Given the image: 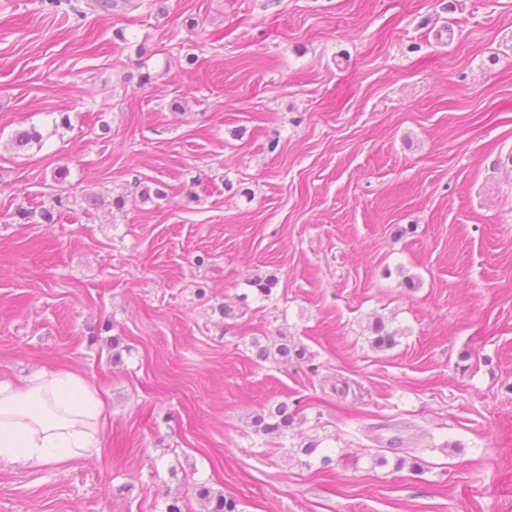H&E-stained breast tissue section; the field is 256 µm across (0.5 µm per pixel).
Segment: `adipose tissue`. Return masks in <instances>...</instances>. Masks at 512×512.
<instances>
[{"label":"adipose tissue","instance_id":"ef3b65f1","mask_svg":"<svg viewBox=\"0 0 512 512\" xmlns=\"http://www.w3.org/2000/svg\"><path fill=\"white\" fill-rule=\"evenodd\" d=\"M105 403L74 370L0 379V462L27 467L89 457L102 446Z\"/></svg>","mask_w":512,"mask_h":512}]
</instances>
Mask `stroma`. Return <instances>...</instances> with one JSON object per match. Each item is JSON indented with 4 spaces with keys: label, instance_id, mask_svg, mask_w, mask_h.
<instances>
[{
    "label": "stroma",
    "instance_id": "35a3bbf8",
    "mask_svg": "<svg viewBox=\"0 0 512 512\" xmlns=\"http://www.w3.org/2000/svg\"><path fill=\"white\" fill-rule=\"evenodd\" d=\"M42 368L103 447L0 464V512H512V0H0V378ZM281 400L330 466L254 432ZM253 346L256 350V356L263 362H272L287 365H302L307 362V347L301 342H296L285 333L278 332L276 336H266V340L261 342L254 339ZM195 494L199 497L204 512H236L237 504L224 497L223 491L215 492L206 484L195 486Z\"/></svg>",
    "mask_w": 512,
    "mask_h": 512
}]
</instances>
